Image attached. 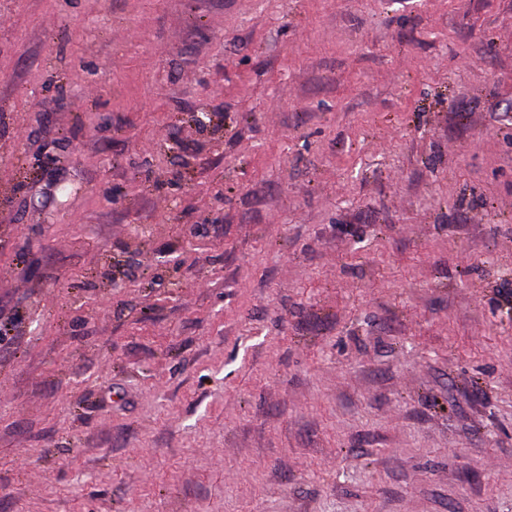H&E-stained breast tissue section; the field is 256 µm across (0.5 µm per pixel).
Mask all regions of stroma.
<instances>
[{
    "mask_svg": "<svg viewBox=\"0 0 512 512\" xmlns=\"http://www.w3.org/2000/svg\"><path fill=\"white\" fill-rule=\"evenodd\" d=\"M0 512H512V0H0Z\"/></svg>",
    "mask_w": 512,
    "mask_h": 512,
    "instance_id": "35a3bbf8",
    "label": "stroma"
}]
</instances>
